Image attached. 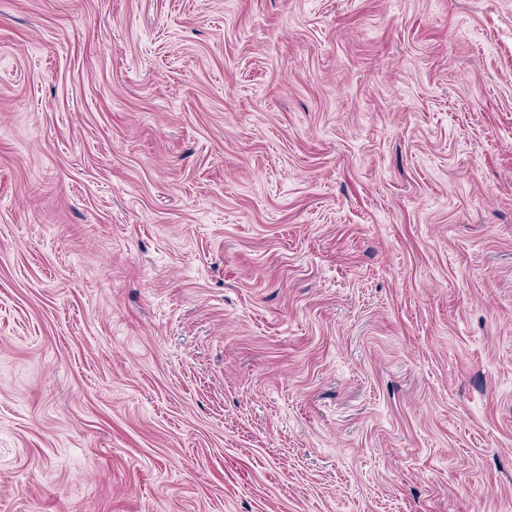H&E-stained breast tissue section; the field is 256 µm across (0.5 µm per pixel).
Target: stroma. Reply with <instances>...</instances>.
Instances as JSON below:
<instances>
[{
  "label": "stroma",
  "instance_id": "stroma-1",
  "mask_svg": "<svg viewBox=\"0 0 512 512\" xmlns=\"http://www.w3.org/2000/svg\"><path fill=\"white\" fill-rule=\"evenodd\" d=\"M0 512H512V0H0Z\"/></svg>",
  "mask_w": 512,
  "mask_h": 512
}]
</instances>
